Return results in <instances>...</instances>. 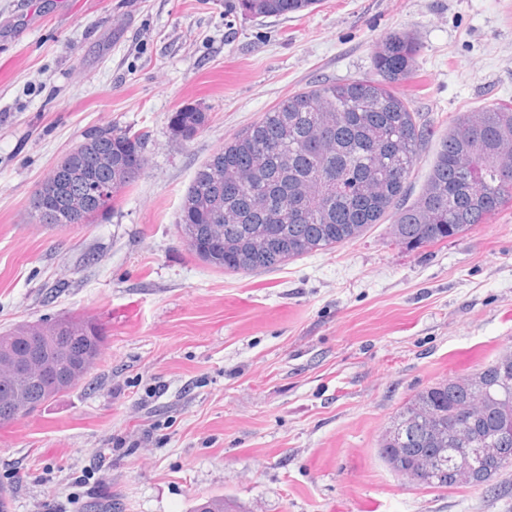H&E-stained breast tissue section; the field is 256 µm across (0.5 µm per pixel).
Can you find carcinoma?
<instances>
[{
  "label": "carcinoma",
  "mask_w": 512,
  "mask_h": 512,
  "mask_svg": "<svg viewBox=\"0 0 512 512\" xmlns=\"http://www.w3.org/2000/svg\"><path fill=\"white\" fill-rule=\"evenodd\" d=\"M319 0H236L246 18L308 11ZM420 45L394 32L375 46L376 76L320 83L296 92L224 143L197 169L179 227L205 264L230 273L282 267L327 251L390 222L396 242L427 246L490 219L512 202V102L458 113L441 137L426 182L411 203L406 184L424 142L433 135L397 88L409 81ZM207 123L199 108L171 117L172 136L187 141ZM146 134L102 129L84 138L67 167L47 175L60 195L43 224H78L104 215L145 166ZM112 185L105 208L95 189ZM104 325L83 316L46 318L0 333V426L37 412L83 382L101 358ZM500 354L468 378L448 379L417 393L397 414L379 448H443L450 457L470 447L448 422L475 419L485 442L505 448L512 424V371Z\"/></svg>",
  "instance_id": "cac0c4a2"
}]
</instances>
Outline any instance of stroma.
Instances as JSON below:
<instances>
[{
    "instance_id": "35a3bbf8",
    "label": "stroma",
    "mask_w": 512,
    "mask_h": 512,
    "mask_svg": "<svg viewBox=\"0 0 512 512\" xmlns=\"http://www.w3.org/2000/svg\"><path fill=\"white\" fill-rule=\"evenodd\" d=\"M233 0H0V332L84 315L108 339L85 386L0 427L10 512H512L484 487L393 472L379 442L418 391L512 343V203L419 248L389 224L270 271L227 273L178 231L218 146L306 86L373 75L395 31L421 45L400 91L438 136L512 101V0H320L261 20ZM203 130L172 139L186 106ZM147 133L146 165L93 223H36L30 201L102 128ZM207 114L199 108L185 107L171 117L170 133L184 141L192 139L207 123Z\"/></svg>"
}]
</instances>
